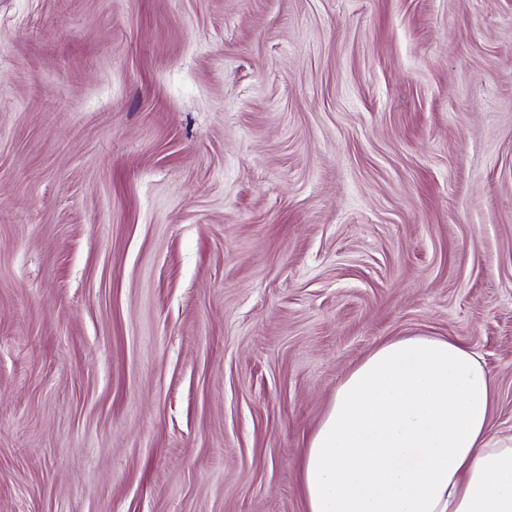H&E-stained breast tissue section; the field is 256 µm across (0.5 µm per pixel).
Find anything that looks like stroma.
Returning <instances> with one entry per match:
<instances>
[{"instance_id":"35a3bbf8","label":"stroma","mask_w":512,"mask_h":512,"mask_svg":"<svg viewBox=\"0 0 512 512\" xmlns=\"http://www.w3.org/2000/svg\"><path fill=\"white\" fill-rule=\"evenodd\" d=\"M414 335L512 426V0H0V512H305Z\"/></svg>"}]
</instances>
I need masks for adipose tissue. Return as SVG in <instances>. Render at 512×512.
I'll return each mask as SVG.
<instances>
[{"instance_id": "1", "label": "adipose tissue", "mask_w": 512, "mask_h": 512, "mask_svg": "<svg viewBox=\"0 0 512 512\" xmlns=\"http://www.w3.org/2000/svg\"><path fill=\"white\" fill-rule=\"evenodd\" d=\"M495 393L454 339L380 344L301 453L306 512H512V430L493 423Z\"/></svg>"}]
</instances>
